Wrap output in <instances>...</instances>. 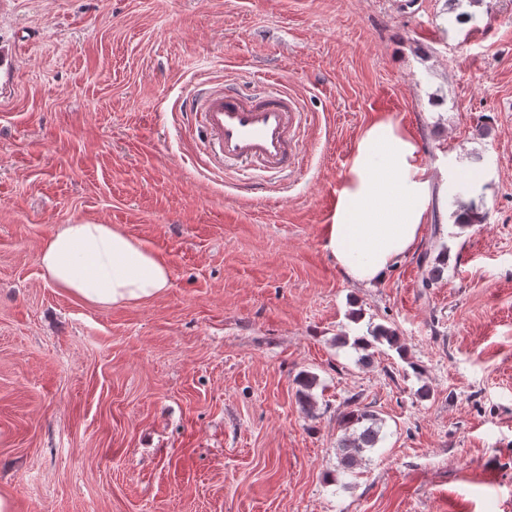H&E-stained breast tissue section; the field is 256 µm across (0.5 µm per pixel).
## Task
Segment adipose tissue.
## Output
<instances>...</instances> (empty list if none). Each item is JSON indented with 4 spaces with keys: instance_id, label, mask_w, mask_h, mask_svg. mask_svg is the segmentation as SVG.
<instances>
[{
    "instance_id": "adipose-tissue-1",
    "label": "adipose tissue",
    "mask_w": 512,
    "mask_h": 512,
    "mask_svg": "<svg viewBox=\"0 0 512 512\" xmlns=\"http://www.w3.org/2000/svg\"><path fill=\"white\" fill-rule=\"evenodd\" d=\"M414 140L390 121L356 144L327 226L325 248L352 282L380 280L412 250L427 219L431 178ZM43 275L83 302L113 307L153 299L170 286L165 262L109 224L61 225L42 246Z\"/></svg>"
}]
</instances>
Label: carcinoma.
Listing matches in <instances>:
<instances>
[{
  "mask_svg": "<svg viewBox=\"0 0 512 512\" xmlns=\"http://www.w3.org/2000/svg\"><path fill=\"white\" fill-rule=\"evenodd\" d=\"M447 261V248L436 241L431 242L430 251L422 258V264L426 266L422 287L432 286L447 265ZM339 340L340 344L348 345L358 353L357 362L361 366L371 364L374 356L371 349L385 344L395 350L400 358H406L396 330L381 323H369L366 332L362 335L351 337L343 333L339 336ZM296 384L299 387V402L302 408L308 413L313 412L315 400L312 389L317 384V376L309 372L302 373L298 376ZM341 424L344 434L338 440L336 454L342 472L350 474L353 469L362 464L365 453L375 448L381 440L382 419L370 407L360 405L359 397L355 396L346 402V411L341 416Z\"/></svg>",
  "mask_w": 512,
  "mask_h": 512,
  "instance_id": "cac0c4a2",
  "label": "carcinoma"
}]
</instances>
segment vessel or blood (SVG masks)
Listing matches in <instances>:
<instances>
[{"instance_id": "vessel-or-blood-1", "label": "vessel or blood", "mask_w": 512, "mask_h": 512, "mask_svg": "<svg viewBox=\"0 0 512 512\" xmlns=\"http://www.w3.org/2000/svg\"><path fill=\"white\" fill-rule=\"evenodd\" d=\"M303 112L300 99L281 81L261 95L213 82L190 95L186 119L200 129L204 151L217 168L246 165L282 175L302 159Z\"/></svg>"}]
</instances>
